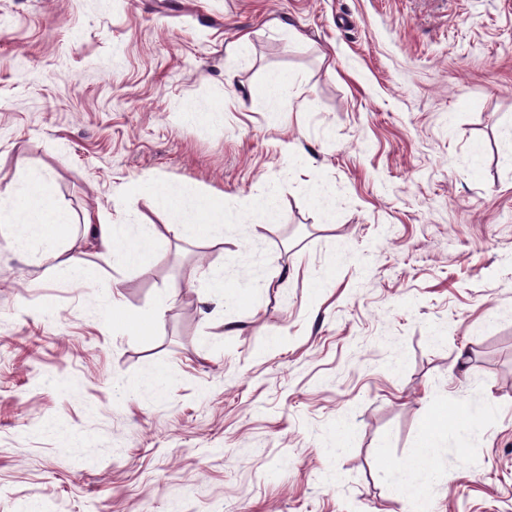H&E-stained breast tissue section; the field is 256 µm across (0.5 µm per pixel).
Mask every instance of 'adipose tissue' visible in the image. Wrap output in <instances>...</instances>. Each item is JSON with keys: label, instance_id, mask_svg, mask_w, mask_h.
<instances>
[{"label": "adipose tissue", "instance_id": "1", "mask_svg": "<svg viewBox=\"0 0 512 512\" xmlns=\"http://www.w3.org/2000/svg\"><path fill=\"white\" fill-rule=\"evenodd\" d=\"M129 191L136 196L156 198L168 212L165 224H152L136 211L126 212L120 223L106 224L93 212L84 215V234L98 245L105 262L113 268L142 269L151 260L163 257L171 242L193 239L206 245L230 242L240 247L241 261L211 265L200 281L208 296L223 300L225 320H232L236 308L256 299L272 285L287 287L293 274L282 269L271 273L257 260L261 248L252 231L256 213L272 215L280 186L266 183L257 194L214 196L175 189L155 178L133 182ZM0 237L26 253L35 264L51 263L61 282L78 289L87 315L112 335L138 338L161 322V310L146 314L125 311L116 297V282L93 273L75 254L76 240L69 220L55 201L54 177L46 170L25 175L0 191ZM490 404L483 388H474L466 405L449 408L440 400L430 409L438 423L436 432L421 440L424 448H445L456 453L483 439Z\"/></svg>", "mask_w": 512, "mask_h": 512}]
</instances>
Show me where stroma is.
<instances>
[{"mask_svg":"<svg viewBox=\"0 0 512 512\" xmlns=\"http://www.w3.org/2000/svg\"><path fill=\"white\" fill-rule=\"evenodd\" d=\"M244 34L249 60L231 63ZM294 75L302 94L273 111L270 81ZM197 105L225 106L223 122L180 120ZM508 122L512 0H0V189L50 170L75 232L88 210L164 223L156 199L127 193L141 177L246 196L305 157L254 225L294 280L229 326L189 284L195 244L142 273L82 244L126 309L172 290L132 340L0 239V512H402L407 493L425 512H512V390L494 366L459 364L512 371ZM474 149L477 180L458 166ZM321 179L331 223L302 196ZM156 368L159 396L115 395L113 379ZM474 381L491 410L463 464L441 448L438 487L381 482L431 432L433 402Z\"/></svg>","mask_w":512,"mask_h":512,"instance_id":"obj_1","label":"stroma"}]
</instances>
